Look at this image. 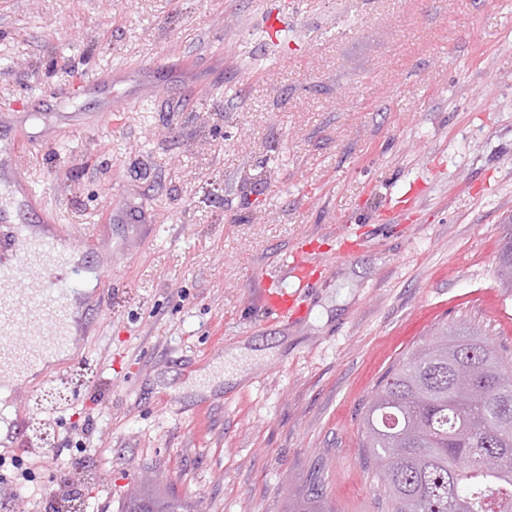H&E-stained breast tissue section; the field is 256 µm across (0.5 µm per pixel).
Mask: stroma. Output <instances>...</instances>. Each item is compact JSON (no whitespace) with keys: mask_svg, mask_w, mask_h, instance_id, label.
<instances>
[{"mask_svg":"<svg viewBox=\"0 0 512 512\" xmlns=\"http://www.w3.org/2000/svg\"><path fill=\"white\" fill-rule=\"evenodd\" d=\"M118 70L116 111L71 126ZM4 112L45 138L12 161L43 195L24 222L95 242L59 286L71 351L0 387V512L72 491L120 512L148 480L288 512L316 474L334 512H389L361 446L380 379L442 321L512 360V0H0ZM298 249L324 260L306 281ZM107 263L103 304L84 286ZM277 287L298 316L268 317ZM79 365L41 413L52 445L7 436Z\"/></svg>","mask_w":512,"mask_h":512,"instance_id":"1","label":"stroma"}]
</instances>
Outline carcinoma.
<instances>
[{"mask_svg": "<svg viewBox=\"0 0 512 512\" xmlns=\"http://www.w3.org/2000/svg\"><path fill=\"white\" fill-rule=\"evenodd\" d=\"M512 287V242L499 255ZM361 447L392 512H512V361L472 327L442 325L383 377ZM145 487L123 512H194ZM294 512H330L320 477Z\"/></svg>", "mask_w": 512, "mask_h": 512, "instance_id": "1", "label": "carcinoma"}]
</instances>
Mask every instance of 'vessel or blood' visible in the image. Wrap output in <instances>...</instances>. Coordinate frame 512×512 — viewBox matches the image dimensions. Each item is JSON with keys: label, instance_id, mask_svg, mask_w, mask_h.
<instances>
[{"label": "vessel or blood", "instance_id": "1", "mask_svg": "<svg viewBox=\"0 0 512 512\" xmlns=\"http://www.w3.org/2000/svg\"><path fill=\"white\" fill-rule=\"evenodd\" d=\"M4 248L11 263L0 266V383L66 347L69 311L55 285L73 271L60 237L49 231L31 233L0 205Z\"/></svg>", "mask_w": 512, "mask_h": 512}]
</instances>
